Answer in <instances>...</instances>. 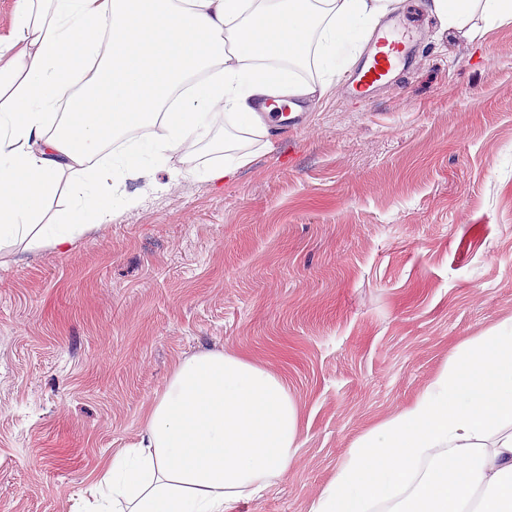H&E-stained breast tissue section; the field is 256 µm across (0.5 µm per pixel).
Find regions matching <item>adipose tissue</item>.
Listing matches in <instances>:
<instances>
[{
    "label": "adipose tissue",
    "instance_id": "adipose-tissue-1",
    "mask_svg": "<svg viewBox=\"0 0 512 512\" xmlns=\"http://www.w3.org/2000/svg\"><path fill=\"white\" fill-rule=\"evenodd\" d=\"M400 0H18L0 46V244L67 251L112 219L128 174L206 139L224 113L230 185L265 136L268 101L324 98ZM443 30L476 38L512 21V0H425ZM481 24H474V17ZM314 56L317 80L292 63ZM59 121H51L55 110ZM147 123L115 159L99 156ZM68 177L73 212L46 223ZM297 410L278 373L221 351L172 371L136 447L104 463L83 512H232L295 452ZM512 512V323L466 346L411 404L356 440L312 512Z\"/></svg>",
    "mask_w": 512,
    "mask_h": 512
}]
</instances>
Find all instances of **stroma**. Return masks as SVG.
<instances>
[{
    "mask_svg": "<svg viewBox=\"0 0 512 512\" xmlns=\"http://www.w3.org/2000/svg\"><path fill=\"white\" fill-rule=\"evenodd\" d=\"M427 39L368 102L342 87L228 186L209 140L124 176L71 248L5 245L0 512H75L140 438L184 359L278 372L299 427L285 475L235 512H311L350 446L461 346L512 320V23Z\"/></svg>",
    "mask_w": 512,
    "mask_h": 512,
    "instance_id": "stroma-1",
    "label": "stroma"
}]
</instances>
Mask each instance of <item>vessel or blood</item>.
<instances>
[{
  "label": "vessel or blood",
  "instance_id": "b4317fda",
  "mask_svg": "<svg viewBox=\"0 0 512 512\" xmlns=\"http://www.w3.org/2000/svg\"><path fill=\"white\" fill-rule=\"evenodd\" d=\"M418 52L419 44L413 33H402L399 21L390 19L374 33L363 63L350 75L348 94L361 101L369 99L396 70L412 67ZM303 111V102L297 100L272 108L270 114L280 128L289 129L301 124Z\"/></svg>",
  "mask_w": 512,
  "mask_h": 512
}]
</instances>
